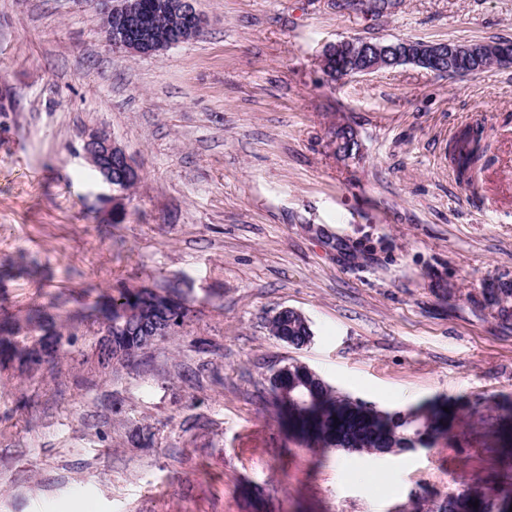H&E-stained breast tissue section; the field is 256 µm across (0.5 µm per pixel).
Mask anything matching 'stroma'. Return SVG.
I'll return each instance as SVG.
<instances>
[{"label":"stroma","mask_w":512,"mask_h":512,"mask_svg":"<svg viewBox=\"0 0 512 512\" xmlns=\"http://www.w3.org/2000/svg\"><path fill=\"white\" fill-rule=\"evenodd\" d=\"M195 7L198 38L143 58L87 0H0V317L167 283L195 311L106 372L84 324L56 368L0 363V512H412L499 486L512 459L469 415L434 448L322 456L267 388L297 361L383 408L512 396V327L482 291L512 281V65L334 79L320 62L342 39L512 42V0ZM340 125L358 154L336 155ZM468 126L491 146L471 188L448 159ZM97 127L142 173L119 224L80 151ZM284 308L307 346L270 335Z\"/></svg>","instance_id":"1"}]
</instances>
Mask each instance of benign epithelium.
Instances as JSON below:
<instances>
[{
  "instance_id": "obj_1",
  "label": "benign epithelium",
  "mask_w": 512,
  "mask_h": 512,
  "mask_svg": "<svg viewBox=\"0 0 512 512\" xmlns=\"http://www.w3.org/2000/svg\"><path fill=\"white\" fill-rule=\"evenodd\" d=\"M89 4L102 16L107 41L119 50L139 57H152L173 46L199 36L204 28L203 15L194 0H155L148 5L144 0H89ZM171 10L178 14L181 28L167 37L155 36L153 20L156 15ZM351 41L342 40L326 46L321 55L325 59L336 57L340 70L346 76H364L384 69L412 63L435 73L444 74L453 69L463 73L471 62L493 58L495 65L512 64V44L476 42L450 45L445 42L425 43L419 47L395 46L365 42L358 52H349ZM82 155L98 172L101 183L114 190L102 194L99 200L107 213H112L113 200L120 198V185L115 175L131 181L140 179L141 173L131 156L115 137L104 129L93 128L84 132ZM189 317L177 321L169 318L151 320L143 328L147 340L136 351L141 354L148 347L175 335L186 325ZM30 349L35 357L46 362L56 353V346H46L42 337H30Z\"/></svg>"
}]
</instances>
